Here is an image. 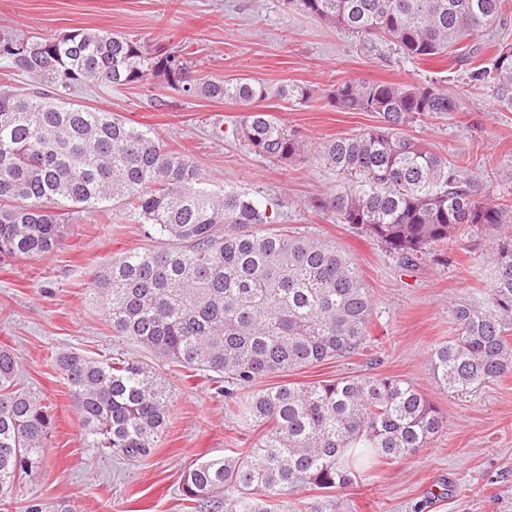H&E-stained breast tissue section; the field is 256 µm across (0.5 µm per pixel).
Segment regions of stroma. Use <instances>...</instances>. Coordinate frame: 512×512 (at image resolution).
Wrapping results in <instances>:
<instances>
[{
  "instance_id": "obj_1",
  "label": "stroma",
  "mask_w": 512,
  "mask_h": 512,
  "mask_svg": "<svg viewBox=\"0 0 512 512\" xmlns=\"http://www.w3.org/2000/svg\"><path fill=\"white\" fill-rule=\"evenodd\" d=\"M73 28L130 34L153 48L187 45L197 72L208 79L252 78L317 91L353 79L446 80L457 110L411 127L409 136L451 156L468 154L486 194L512 204V112L499 111L488 90L472 87L468 63L450 57L414 63L381 42L366 49L357 38L289 9L286 0H0V34L46 37ZM84 101L151 126L210 181L279 201L280 223L335 241L356 262L374 301L373 342L359 355L273 375L259 387L395 376L414 384L446 420L431 447L408 460L331 494L289 493V506L302 512H512V375L454 392L438 386L428 366L431 348L457 333L454 302L481 296L494 264L489 239L474 253L468 241L451 242L404 267L318 209V200L341 182L328 166L310 156L275 163L215 137V128L228 131L237 122L238 104L187 96L153 78L135 88L101 87ZM256 107L311 143L378 123L375 113L339 112L320 98L302 105L272 98ZM146 244L142 225L107 207L74 214L59 248L44 258L0 260V346L14 353L22 384L50 417L44 463L20 481L8 512L60 502L73 512H181L184 467L201 457L247 456L259 439L258 430L225 416L215 383L113 335L92 297V275ZM63 349L131 355L157 368L171 407L148 456L130 460L83 447L81 423L54 363Z\"/></svg>"
}]
</instances>
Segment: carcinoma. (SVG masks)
Returning a JSON list of instances; mask_svg holds the SVG:
<instances>
[{"label": "carcinoma", "mask_w": 512, "mask_h": 512, "mask_svg": "<svg viewBox=\"0 0 512 512\" xmlns=\"http://www.w3.org/2000/svg\"><path fill=\"white\" fill-rule=\"evenodd\" d=\"M338 30L393 43L413 62L467 59L505 24L509 0H287ZM34 80L0 86V258H36L60 244L74 213L107 204L144 226L149 244L93 274L112 333L219 383L226 415L265 427L249 457L197 460L181 475L184 512L224 496V512H276L288 491L332 492L383 464L428 448L447 427L412 383L350 376L239 391L279 373L349 358L371 337L373 300L335 242L279 226V204L224 184L210 188L187 155L150 128L74 101L88 88L160 78L190 96L244 108L230 133L277 163L307 143L251 105L271 97L303 104L315 90L251 78L206 79L178 50L148 49L122 33L74 28L41 38L0 36V62ZM512 112V44L469 72ZM327 98L341 112H375L379 125L320 142L315 158L347 179L318 207L351 224L400 264L415 266L451 239L495 232L496 258L481 300L453 306L457 335L429 357L436 383L463 391L512 374V205L487 196L456 160L406 134L453 112L456 99L426 84L351 80ZM90 448L148 455L167 426L170 395L146 362L76 351L54 358ZM49 420L0 347V506L17 477L42 467Z\"/></svg>", "instance_id": "obj_1"}]
</instances>
